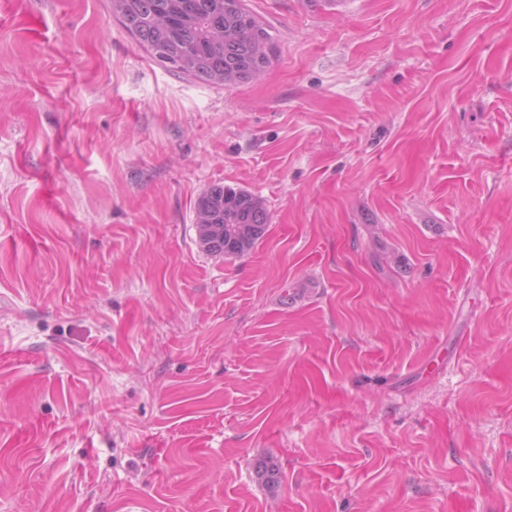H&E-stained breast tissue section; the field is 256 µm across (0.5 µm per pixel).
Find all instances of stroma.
I'll return each mask as SVG.
<instances>
[{
  "label": "stroma",
  "instance_id": "obj_1",
  "mask_svg": "<svg viewBox=\"0 0 512 512\" xmlns=\"http://www.w3.org/2000/svg\"><path fill=\"white\" fill-rule=\"evenodd\" d=\"M245 2L211 87L0 0V512H512V0ZM194 224L206 252L237 258L264 237L269 213L251 192L217 185L198 198Z\"/></svg>",
  "mask_w": 512,
  "mask_h": 512
}]
</instances>
